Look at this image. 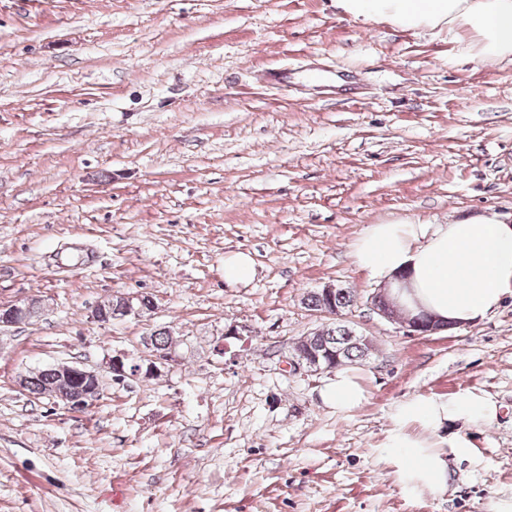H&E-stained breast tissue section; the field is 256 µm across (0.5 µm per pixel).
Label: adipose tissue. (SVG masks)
<instances>
[{
  "mask_svg": "<svg viewBox=\"0 0 512 512\" xmlns=\"http://www.w3.org/2000/svg\"><path fill=\"white\" fill-rule=\"evenodd\" d=\"M341 6L404 29L459 25L477 35L480 59L512 56V0H341ZM353 259L374 280L389 282L403 308L443 324L483 320L512 297V224L494 215L454 224H373L357 240ZM400 417L427 429L459 418L482 428L496 419L497 407L463 391L444 402L414 400ZM389 453L406 474L427 475L430 488L443 491L450 461L471 459L473 450L463 440L441 450L398 434Z\"/></svg>",
  "mask_w": 512,
  "mask_h": 512,
  "instance_id": "1",
  "label": "adipose tissue"
}]
</instances>
